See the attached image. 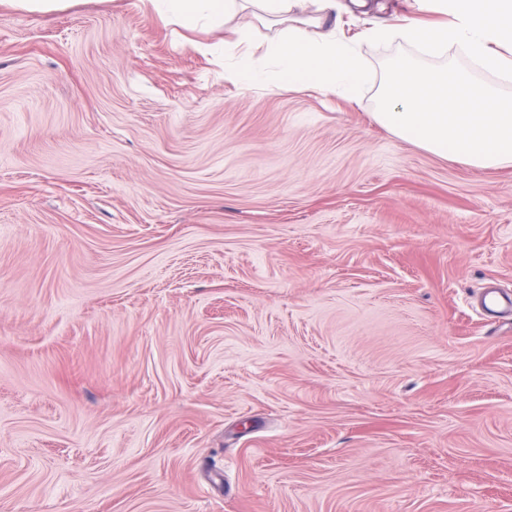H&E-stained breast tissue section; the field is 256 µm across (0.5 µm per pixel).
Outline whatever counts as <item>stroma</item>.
<instances>
[{
    "label": "stroma",
    "mask_w": 512,
    "mask_h": 512,
    "mask_svg": "<svg viewBox=\"0 0 512 512\" xmlns=\"http://www.w3.org/2000/svg\"><path fill=\"white\" fill-rule=\"evenodd\" d=\"M355 98L240 86L249 12L0 10V512H512V164Z\"/></svg>",
    "instance_id": "35a3bbf8"
}]
</instances>
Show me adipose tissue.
<instances>
[{
    "label": "adipose tissue",
    "instance_id": "adipose-tissue-1",
    "mask_svg": "<svg viewBox=\"0 0 512 512\" xmlns=\"http://www.w3.org/2000/svg\"><path fill=\"white\" fill-rule=\"evenodd\" d=\"M155 12L188 30L223 22L235 13L238 0H151ZM448 22L424 26L402 25L396 37L423 50L440 54L457 47L487 71L512 73V0H437ZM270 63L257 65L248 53L230 55L225 79L242 85H318L354 96L366 77L358 44L335 33L309 37L298 28L288 29L268 50Z\"/></svg>",
    "mask_w": 512,
    "mask_h": 512
}]
</instances>
